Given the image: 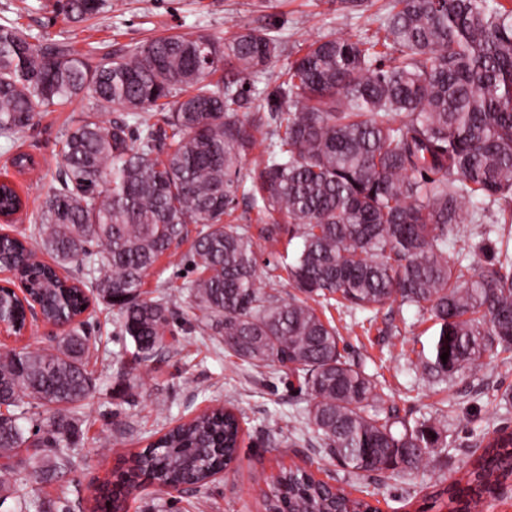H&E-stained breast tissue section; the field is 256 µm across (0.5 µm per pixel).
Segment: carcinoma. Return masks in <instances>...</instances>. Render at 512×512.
<instances>
[{"label": "carcinoma", "mask_w": 512, "mask_h": 512, "mask_svg": "<svg viewBox=\"0 0 512 512\" xmlns=\"http://www.w3.org/2000/svg\"><path fill=\"white\" fill-rule=\"evenodd\" d=\"M74 23L109 0H59ZM363 17L374 0H328ZM371 35L329 34L288 60L266 111L244 114L245 86L280 55L283 40L243 25L231 36L150 39L129 53L96 58L67 41L30 40L0 17V137L12 143L54 107L83 96L68 130L59 177L35 220L40 252L25 270L46 316L77 306L56 269L86 270L97 300L117 309L120 330L146 362L174 335L168 298L142 297L156 260L200 224L188 285L197 307L244 363H272L298 376L303 419L352 476L404 473L443 447L429 419L396 421L373 375L341 353L336 306L376 311L413 306L438 326L432 358L415 367L444 379L471 375L484 358L512 364V229L493 225L498 259L487 266L448 257V234L473 251L463 229L467 199L512 201V0H392ZM122 109L133 116L105 122ZM162 118H157V115ZM272 128L263 152L256 133ZM258 208L263 240L287 222L298 240L282 267L288 297L257 284L258 244L249 227L224 222L238 197ZM0 206L22 208L0 186ZM88 339L75 326L56 344L0 354V493L14 512H47L26 491V471L44 462L51 479L77 445L75 410L94 388ZM447 360H441L443 353ZM50 413L48 429L26 434L17 410ZM241 426L231 411L203 412L119 460L94 509L112 512L136 485L204 487L236 460ZM512 471V432L502 433L467 472L443 489L448 512L483 506ZM267 512H376L296 468L266 495Z\"/></svg>", "instance_id": "cac0c4a2"}]
</instances>
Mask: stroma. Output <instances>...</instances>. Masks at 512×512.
<instances>
[{"label": "stroma", "instance_id": "1", "mask_svg": "<svg viewBox=\"0 0 512 512\" xmlns=\"http://www.w3.org/2000/svg\"><path fill=\"white\" fill-rule=\"evenodd\" d=\"M55 3L0 0V17L15 20L40 40L69 41L78 52L92 55H122L161 35L222 38L239 24L282 35L287 53L274 59L249 92L253 111L275 95L288 53L327 33L351 37L364 27L363 20L337 12L326 0H112L111 8L80 25ZM86 107V99H73L62 109L43 113L36 129L15 145L0 139V180L16 186L27 216L40 211L47 186L59 171L65 134ZM19 152L32 156L34 168L21 172L13 166ZM190 250V241L181 242L159 257L144 278V297L164 292L173 298L176 340L154 359L135 362L129 340L118 333L116 311L96 304L84 328L94 389L80 408V437L71 466L50 482L42 480L38 468L28 469V490L48 512H59L66 504L71 512H92L95 489L110 477L120 453L143 448L154 433L208 407H228L240 417L238 459L205 489L174 494L166 512H264L263 492L272 475L296 466L350 483L352 495L375 493L380 512H448L436 490L464 476L483 452L485 432L512 428V406L500 401L512 389V365L487 358L477 375L442 381L412 364L417 355L431 353L436 328L429 317L397 302L353 317L332 309L325 316L340 331L346 359L377 374L399 420L432 419L445 442L429 464L410 475L369 472L349 480L344 468L324 453L316 433L309 430L303 441L293 440L307 400L298 380L277 366L251 365L230 355L223 336L196 308L187 292L196 276L188 261ZM293 251L284 235L277 244L261 243L257 269L262 287L287 294L288 284L271 282L270 275L274 266L291 262Z\"/></svg>", "mask_w": 512, "mask_h": 512}]
</instances>
